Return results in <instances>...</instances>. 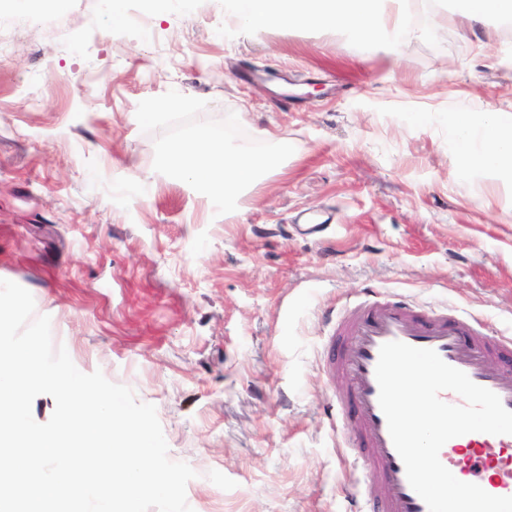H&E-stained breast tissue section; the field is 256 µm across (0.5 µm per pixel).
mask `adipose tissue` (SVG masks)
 <instances>
[{
  "label": "adipose tissue",
  "mask_w": 512,
  "mask_h": 512,
  "mask_svg": "<svg viewBox=\"0 0 512 512\" xmlns=\"http://www.w3.org/2000/svg\"><path fill=\"white\" fill-rule=\"evenodd\" d=\"M240 26L259 31L273 24L344 29L361 40L377 34L402 35L408 20L403 0H230ZM457 137V163L464 168L512 164V114L484 113L472 120L464 112L452 121Z\"/></svg>",
  "instance_id": "adipose-tissue-1"
}]
</instances>
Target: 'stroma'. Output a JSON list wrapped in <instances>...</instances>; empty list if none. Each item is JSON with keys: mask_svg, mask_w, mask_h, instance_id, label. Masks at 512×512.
Returning <instances> with one entry per match:
<instances>
[{"mask_svg": "<svg viewBox=\"0 0 512 512\" xmlns=\"http://www.w3.org/2000/svg\"><path fill=\"white\" fill-rule=\"evenodd\" d=\"M400 39L242 29L227 0H66L0 58V279L54 346L153 404L193 512H354L372 501L325 370L371 290L512 336V174L461 169L449 119L512 112V26ZM294 153L236 211L153 169L140 101L169 90Z\"/></svg>", "mask_w": 512, "mask_h": 512, "instance_id": "stroma-1", "label": "stroma"}]
</instances>
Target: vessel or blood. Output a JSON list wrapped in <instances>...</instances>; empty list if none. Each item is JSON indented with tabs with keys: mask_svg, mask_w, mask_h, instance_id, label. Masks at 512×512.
Here are the masks:
<instances>
[{
	"mask_svg": "<svg viewBox=\"0 0 512 512\" xmlns=\"http://www.w3.org/2000/svg\"><path fill=\"white\" fill-rule=\"evenodd\" d=\"M399 341L438 353L448 365L477 385L496 393L512 411V369L491 371L494 359L512 356V336L481 329L454 310L421 308L373 298L346 308L329 339L327 371L341 378L345 390L336 404L337 417L353 413V442L361 447L360 462L382 488L381 497L358 512H428L411 488L401 457L379 405L375 368L385 343ZM466 453L472 481L495 496H512V435L473 432L449 440L439 458L457 471L459 453Z\"/></svg>",
	"mask_w": 512,
	"mask_h": 512,
	"instance_id": "obj_1",
	"label": "vessel or blood"
}]
</instances>
